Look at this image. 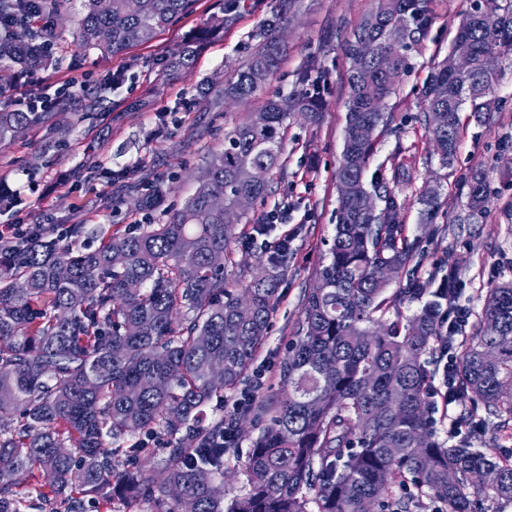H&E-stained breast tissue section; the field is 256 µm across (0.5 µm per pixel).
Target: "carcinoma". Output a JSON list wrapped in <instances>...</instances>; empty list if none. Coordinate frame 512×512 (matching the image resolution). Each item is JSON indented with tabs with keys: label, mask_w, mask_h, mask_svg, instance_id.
I'll list each match as a JSON object with an SVG mask.
<instances>
[{
	"label": "carcinoma",
	"mask_w": 512,
	"mask_h": 512,
	"mask_svg": "<svg viewBox=\"0 0 512 512\" xmlns=\"http://www.w3.org/2000/svg\"><path fill=\"white\" fill-rule=\"evenodd\" d=\"M63 0H0V19L38 8L56 11ZM82 0L74 45L117 55L151 42L191 11L194 0ZM428 0H375L343 49L348 113L336 181L339 196L322 287L303 296L288 340L279 395L206 419L205 407L235 391L266 345L278 303V281L288 249L265 245L271 267L244 287L232 274L238 236L224 212L243 219L270 192L283 166L285 122L299 115L320 120L327 72L312 62L300 89L249 112L224 131V147L207 154L194 193L162 224L150 215L164 203L165 182L139 196L145 222L112 231L101 243L75 249L53 239L0 254V415L20 409L15 425H0V512L48 509L87 512H476L477 495L512 504V461L474 446L488 428L512 427V282L490 289L479 328L450 372L449 392L467 407L448 443L439 441L430 400L429 364L439 333L438 315L460 295L448 279L428 281L385 296L382 272L409 271L418 242L409 241L395 192L373 185L365 172L374 139L358 129L387 123L384 103L408 73L432 23ZM290 5L264 23L262 42L216 91L246 102L279 63L275 33ZM234 20L183 42L167 61L188 74L196 46ZM51 34L9 28L0 34V62L50 64ZM454 46L471 57L461 79L443 62L422 99L424 126L442 166L451 164L461 112L480 119L498 104L500 68L512 65V0H475ZM45 112H0V144L45 122ZM424 223L439 210V193L418 197ZM485 179L471 178L468 224L486 212ZM220 253L223 262L212 263ZM428 296L407 324L386 318L397 302ZM224 366V380L211 377ZM484 414H478L479 410ZM264 420L250 440L247 490L230 500L200 480L224 481V423L235 432ZM166 456L150 471L140 460ZM497 474L491 486L472 475ZM52 476L49 498L29 502L16 490L17 474Z\"/></svg>",
	"instance_id": "1"
}]
</instances>
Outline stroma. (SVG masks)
I'll list each match as a JSON object with an SVG mask.
<instances>
[{
    "instance_id": "stroma-1",
    "label": "stroma",
    "mask_w": 512,
    "mask_h": 512,
    "mask_svg": "<svg viewBox=\"0 0 512 512\" xmlns=\"http://www.w3.org/2000/svg\"><path fill=\"white\" fill-rule=\"evenodd\" d=\"M229 3L196 0L191 12L150 43L108 57L73 42L81 0H68L61 13L46 14L57 43L52 62L35 70L29 81L18 78V65L0 62V78L8 81L0 92V112L24 110L30 95L67 79L81 85L82 92L66 111L55 112L21 138L0 145V196H10L23 223L83 224L85 242L95 243L113 228L131 224V196L110 173L134 168L175 177L173 190L153 215L154 222H165L194 192L196 171L207 153L223 146L225 128L265 101L294 91L307 60L320 62L330 73L320 123L310 126L297 117L288 119L284 167L272 193L237 226L245 237L268 211L288 210L285 223L269 234L273 240L287 236L289 254L268 341L256 360L268 368L257 390L262 398L279 389V363L300 316L302 296L316 286L318 271L327 262L347 114L343 81L349 62L342 44L374 0H297L280 29L283 55L277 72L254 99L213 112L206 89L223 85L225 77L245 63L255 48L256 31L279 11L280 0H240L234 24L202 42L190 75L166 74L165 65L183 41L223 17ZM430 9L428 34L411 55L407 76L386 101L389 121L375 133L365 177L379 175L389 183L399 161L414 163L415 186L403 192L400 213L408 238L420 242L412 267L420 279H441L448 274L449 260H456L461 298L476 314L490 288L512 282V68H505L500 81L498 110L482 123L464 120L454 161L442 166L417 116L427 78L448 58L470 0H430ZM477 172L487 179L488 209L477 223L454 226ZM427 183L437 185L441 193V206L429 224L423 223L418 202L419 188Z\"/></svg>"
}]
</instances>
